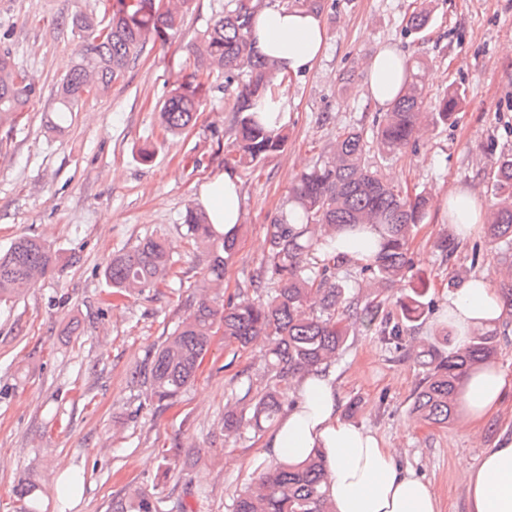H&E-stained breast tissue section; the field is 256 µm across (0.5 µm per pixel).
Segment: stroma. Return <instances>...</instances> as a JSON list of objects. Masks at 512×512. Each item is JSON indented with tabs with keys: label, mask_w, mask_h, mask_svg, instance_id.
I'll return each mask as SVG.
<instances>
[{
	"label": "stroma",
	"mask_w": 512,
	"mask_h": 512,
	"mask_svg": "<svg viewBox=\"0 0 512 512\" xmlns=\"http://www.w3.org/2000/svg\"><path fill=\"white\" fill-rule=\"evenodd\" d=\"M326 50L309 72L280 88L288 143L253 171H239L242 220L224 271L225 297L246 291L263 263L268 225L288 207L297 177L320 160L338 132L370 127L381 112L364 93L367 66L383 46L427 63L430 101L450 89L464 96L454 121L426 127L407 152L371 158L398 187L429 192L428 214L410 244L405 282L390 285L385 308L406 285L428 290L426 321L408 331L403 353L380 333L351 334L326 372L340 414L380 436L398 464L429 485L441 512H466L462 464L477 463L497 438L512 437V394L480 431L457 410L448 426L417 422L409 407L421 371L406 354L416 338L445 324L459 273L498 287L512 257L479 231L459 241L452 260L436 243L453 236L443 202L454 187L491 201L489 173L512 154V0H430V22L408 33L421 0H320ZM224 0H191L180 29L150 38L123 81L86 99L64 130L52 107L77 42L60 23L95 0H0V50L9 51L37 94L16 123H0V249L34 236L57 258L54 269L14 302L0 306V512H229L236 494L273 463L265 434L224 435L228 396H259L262 349L237 354L215 334L194 383L162 408L145 400L131 373L143 367L197 301L206 255L186 237L184 215L204 180L224 170L233 147L232 106L240 81L221 69L205 78L196 123L164 134L159 109L174 85L194 72L188 47L218 18ZM154 146L151 161L140 152ZM160 234L177 259L178 288L113 299L104 269L113 253ZM73 472L84 485L62 501ZM32 488V497L21 494Z\"/></svg>",
	"instance_id": "1"
}]
</instances>
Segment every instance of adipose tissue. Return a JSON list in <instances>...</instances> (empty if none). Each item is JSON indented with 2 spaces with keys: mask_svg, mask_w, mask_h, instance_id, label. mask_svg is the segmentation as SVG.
<instances>
[{
  "mask_svg": "<svg viewBox=\"0 0 512 512\" xmlns=\"http://www.w3.org/2000/svg\"><path fill=\"white\" fill-rule=\"evenodd\" d=\"M253 37L259 52L276 59L286 74L309 71L327 43L319 15L277 4L257 13ZM405 63L404 56L389 46L372 58L366 91L377 106H386L398 93ZM197 202L218 231L233 233L242 216L237 173L224 170L208 177ZM448 208L457 217L459 236L475 234L484 207L473 193L458 187L450 190ZM504 315L502 299L481 277L468 281L448 299V317L461 336L479 321H497ZM510 387L512 378L494 365L465 377L462 400L472 427H483L498 412ZM289 395L294 404L268 433L265 446L271 456L291 464L321 453L335 512H440L437 497L425 482L399 467L393 449L341 417L331 376L306 373L294 380ZM462 474L467 512H512V439L496 441Z\"/></svg>",
  "mask_w": 512,
  "mask_h": 512,
  "instance_id": "obj_1",
  "label": "adipose tissue"
}]
</instances>
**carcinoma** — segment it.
<instances>
[{
  "instance_id": "obj_1",
  "label": "carcinoma",
  "mask_w": 512,
  "mask_h": 512,
  "mask_svg": "<svg viewBox=\"0 0 512 512\" xmlns=\"http://www.w3.org/2000/svg\"><path fill=\"white\" fill-rule=\"evenodd\" d=\"M267 0H224L222 13L192 46L196 71L179 83L163 101L160 121L176 135L187 129L202 106L192 82L211 65L224 69L228 81L243 79L233 112L236 137L225 164L253 169L280 152L287 143L284 127L274 129L267 113H277V88L288 76L258 53L251 40L257 12ZM430 12L422 8L407 21L409 32L428 26ZM183 22L180 8L152 9L146 0L125 7L124 0L96 12L74 11L66 23L81 42L76 61L62 78L53 108L58 123L66 122L87 98L106 95L137 59L146 38L166 37ZM408 72L387 112L375 119L371 132L348 128L336 136L327 154L301 174L289 191L288 210L267 227V255L252 280V294L236 302L219 303L224 266L236 240L210 224L206 213L190 208L184 217L186 236L208 257L206 281L216 289L202 296L167 336L140 381L145 399L161 406L176 403L196 379L212 337L221 330L224 343L241 351L262 337L264 391L250 400L237 399V408L224 415V436L247 430L259 433L284 409L289 383L298 375L336 360L351 331L369 332L383 320L386 286L405 279L410 264L409 242L423 223L429 198L423 192L396 189L369 163V153L384 159L402 155L424 122L447 124L457 110L461 91L451 90L438 104L428 105L425 67L407 62ZM36 96L7 52L0 53V120H13ZM493 218L486 225L490 242L512 253V155L496 160L491 169ZM369 227L375 246L360 263V274L372 287L352 294L339 275L343 259L336 256L339 236ZM320 254L321 265L311 263ZM55 256L40 240L19 237L0 250V303H7L49 274ZM175 260L161 236L149 237L129 250L112 255L104 276L118 297L140 295L168 286ZM401 320L384 327V340L399 345L407 327L423 323L429 313L426 289L412 288L400 301ZM498 329L484 325L458 346L451 345L448 328L430 337L414 353L422 369L411 413L435 425L452 419L460 384L472 368L489 364L497 352ZM326 462L319 453L305 463L278 462L261 469L233 499L231 512H333Z\"/></svg>"
}]
</instances>
